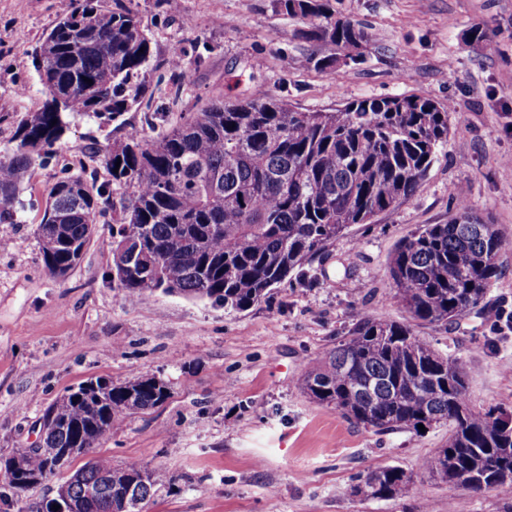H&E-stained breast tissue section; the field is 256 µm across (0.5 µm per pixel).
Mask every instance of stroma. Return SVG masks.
<instances>
[{
    "instance_id": "stroma-1",
    "label": "stroma",
    "mask_w": 512,
    "mask_h": 512,
    "mask_svg": "<svg viewBox=\"0 0 512 512\" xmlns=\"http://www.w3.org/2000/svg\"><path fill=\"white\" fill-rule=\"evenodd\" d=\"M137 12L159 58L180 56L185 81L160 67L149 94L102 125L74 116L53 155L22 185L23 209L0 223V459L39 441L44 409L95 377L123 383L159 377L166 403L114 426L97 455L120 465L161 467L171 484L146 512H512V488L449 496L421 467L448 441V429L377 434L319 405L297 386L302 368L362 313L403 320L386 266L396 244L418 227L441 224L465 195L470 212L512 238V0H336V15L365 37L355 59L303 37L300 20L270 0H123ZM57 0H0V157L16 122L45 100L33 53L60 18ZM480 26L498 53L471 41ZM336 56L333 72L317 61ZM300 111L329 112L364 98L419 94L451 103L448 142L411 198L352 225L311 270L276 285L267 301L227 312L160 292L132 300L113 288L112 216L66 277L45 269L36 228L46 194L64 177L97 188L112 177L98 147L164 130L179 113L255 90ZM483 305L451 327L416 332L461 358L476 409L512 411V332L488 310H512V250ZM396 466L416 494L370 500L352 494L356 476Z\"/></svg>"
}]
</instances>
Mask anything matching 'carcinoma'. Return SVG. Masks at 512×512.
<instances>
[{
  "label": "carcinoma",
  "instance_id": "obj_1",
  "mask_svg": "<svg viewBox=\"0 0 512 512\" xmlns=\"http://www.w3.org/2000/svg\"><path fill=\"white\" fill-rule=\"evenodd\" d=\"M102 2L71 0L34 51L45 101L18 120L15 148L0 158V222L13 219L21 181L61 140L67 116L119 121L145 98L141 75L153 61L185 74L177 57L154 58L138 14ZM271 7L301 19L305 37L349 57L364 35L334 16L331 0H271ZM450 111L415 94L331 112L298 111L266 94L213 100L163 134H131L101 149L122 192L109 198L80 177L57 181L37 228L44 267L52 275L74 269L92 240L89 225L110 206L113 265H126L112 280L120 292L160 290L228 312L248 309L351 225L411 198L448 142ZM511 248L512 239L462 202L447 223L417 228L396 245L387 269L392 297L410 321L360 315L299 378L311 400L378 433L448 426V445L422 468L451 496L512 487V412L469 409L461 358L434 350L413 323L448 325L476 308L499 275L498 257ZM169 396L156 376L88 379L45 409L46 447L94 448L116 422ZM1 470L24 492L51 477L36 450H16L0 460ZM169 483L165 471L140 460L115 466L99 456L61 483L56 498L80 505L78 512H114L129 488L145 502ZM412 491L396 466L371 470L353 486L376 500Z\"/></svg>",
  "mask_w": 512,
  "mask_h": 512
}]
</instances>
